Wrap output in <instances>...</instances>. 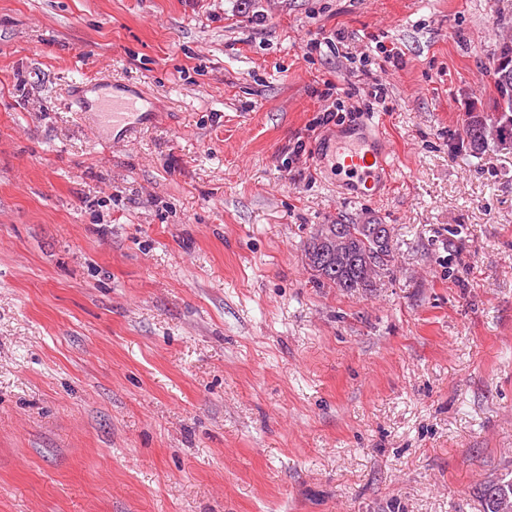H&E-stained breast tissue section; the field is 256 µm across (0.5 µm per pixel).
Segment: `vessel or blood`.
<instances>
[{"mask_svg":"<svg viewBox=\"0 0 512 512\" xmlns=\"http://www.w3.org/2000/svg\"><path fill=\"white\" fill-rule=\"evenodd\" d=\"M135 106V101L115 96L96 108H83L82 115L91 127L108 125L113 134L126 138L137 129L128 120ZM334 157L339 185L352 196L375 199L385 194L394 160L377 126L365 124L346 130L336 139Z\"/></svg>","mask_w":512,"mask_h":512,"instance_id":"1","label":"vessel or blood"}]
</instances>
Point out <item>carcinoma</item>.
<instances>
[{
  "label": "carcinoma",
  "instance_id": "obj_1",
  "mask_svg": "<svg viewBox=\"0 0 512 512\" xmlns=\"http://www.w3.org/2000/svg\"><path fill=\"white\" fill-rule=\"evenodd\" d=\"M485 68L493 87L490 111L469 112L462 146L472 156H479L493 147L504 150L512 144V38L499 42ZM379 223L322 224L304 244V260L312 281L318 285L350 293L371 288L381 272L391 269L393 245L378 249ZM342 228L336 234V228ZM484 512H512V472L488 482L481 489Z\"/></svg>",
  "mask_w": 512,
  "mask_h": 512
}]
</instances>
